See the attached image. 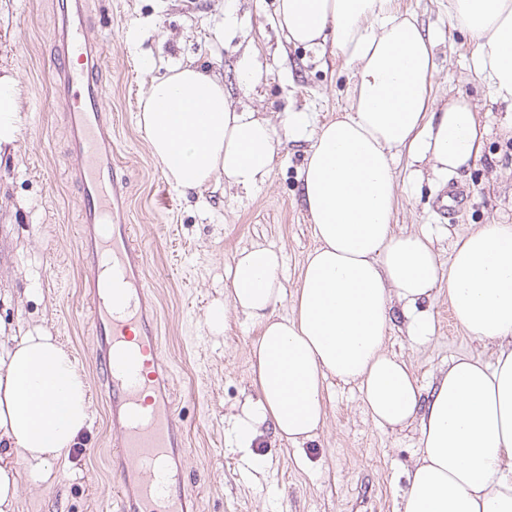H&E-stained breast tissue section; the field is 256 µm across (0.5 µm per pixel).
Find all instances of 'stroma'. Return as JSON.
<instances>
[{
	"label": "stroma",
	"mask_w": 512,
	"mask_h": 512,
	"mask_svg": "<svg viewBox=\"0 0 512 512\" xmlns=\"http://www.w3.org/2000/svg\"><path fill=\"white\" fill-rule=\"evenodd\" d=\"M57 0H0V75L17 78L23 124L14 151L0 157V345L47 326L94 380L86 308L77 262L78 192L64 176L67 153L62 109L52 94L49 62ZM275 0H88L102 44L112 139L122 202L146 250V280L161 316L163 347L175 374L187 426L181 466L195 480L202 512H398L420 451V429L391 430L367 413L357 384L325 382L326 423L302 450L264 439L261 467L237 451L234 406L254 394L250 343L255 326L228 312L223 334L209 331L211 306L224 298V271L236 254L261 242L280 249L288 289L316 247L299 173L307 138L283 142L264 183L246 192L227 185L184 193L155 165L138 126L140 102L152 77L195 61L224 81L229 101L257 112L283 131L292 112L310 126L339 116L350 72L342 59L281 40L273 27ZM438 39L435 94L470 95L491 132L482 159L452 178H410L396 164L394 228L428 229L440 262L457 235L479 224H512V120L470 68L469 37L448 23V0H400ZM258 73L250 85L245 69ZM468 193L444 218L435 210L448 185ZM448 286L424 302L431 334L410 342L395 316L386 348L401 356L429 387L452 358L492 359V346L474 340L448 316ZM78 448L53 462V478L21 486L15 512H109L113 480L105 454L112 420L101 402Z\"/></svg>",
	"instance_id": "stroma-1"
}]
</instances>
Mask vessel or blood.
<instances>
[{
  "label": "vessel or blood",
  "mask_w": 512,
  "mask_h": 512,
  "mask_svg": "<svg viewBox=\"0 0 512 512\" xmlns=\"http://www.w3.org/2000/svg\"><path fill=\"white\" fill-rule=\"evenodd\" d=\"M52 84L63 109L69 176L79 191L81 288L92 319L96 394L112 414L114 512H188L193 493L170 491L159 470L184 447L170 362L145 251L133 225L115 211L123 185L112 158V118L101 77L102 46L86 0H59L53 28Z\"/></svg>",
  "instance_id": "b4317fda"
}]
</instances>
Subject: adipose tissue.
Returning <instances> with one entry per match:
<instances>
[{
  "mask_svg": "<svg viewBox=\"0 0 512 512\" xmlns=\"http://www.w3.org/2000/svg\"><path fill=\"white\" fill-rule=\"evenodd\" d=\"M448 21L470 37L472 69L492 100L512 112V0H448ZM275 22L287 43L341 55L352 81L348 107L314 131L300 173L318 245L297 288L280 277V251L253 244L234 258L224 300L206 319L222 332L231 310L259 328L256 394L233 417L236 446L249 451L269 433L302 448L324 423L331 376L358 384L378 426L419 423L402 512H512V224L459 235L445 265L430 232L393 229L400 155L413 176L426 165L452 176L480 157L489 127L466 95L437 106L438 41L399 0H277ZM20 124L18 82L0 75V151ZM139 124L183 191L219 180L253 189L280 144L267 120L232 108L223 81L191 62L151 80ZM443 281L456 321L495 353L452 359L427 395L385 341L398 309L411 342H424L417 309ZM287 302L290 314H277ZM90 417L85 377L46 327L0 348V445L19 458L0 465V512H12L21 484L49 479Z\"/></svg>",
  "mask_w": 512,
  "mask_h": 512,
  "instance_id": "1",
  "label": "adipose tissue"
}]
</instances>
